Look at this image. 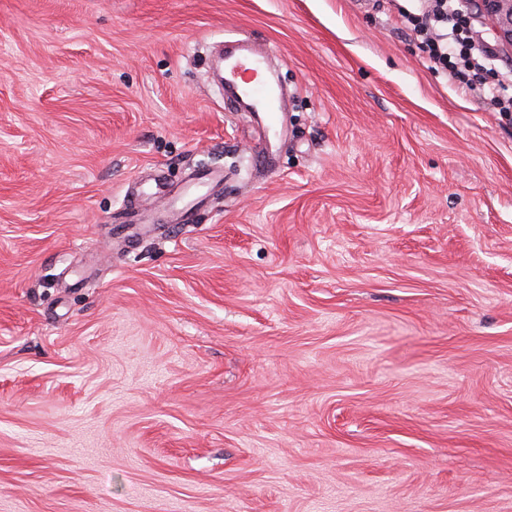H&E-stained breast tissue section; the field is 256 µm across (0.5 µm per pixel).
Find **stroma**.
Returning <instances> with one entry per match:
<instances>
[{
    "instance_id": "obj_1",
    "label": "stroma",
    "mask_w": 512,
    "mask_h": 512,
    "mask_svg": "<svg viewBox=\"0 0 512 512\" xmlns=\"http://www.w3.org/2000/svg\"><path fill=\"white\" fill-rule=\"evenodd\" d=\"M0 512H512V114L387 0H0ZM262 67L265 68V57L239 44L234 53H225L224 84L237 98L245 99L252 112H263L269 122H276L279 112L277 94L267 82L254 83ZM247 72L252 76L246 77Z\"/></svg>"
}]
</instances>
